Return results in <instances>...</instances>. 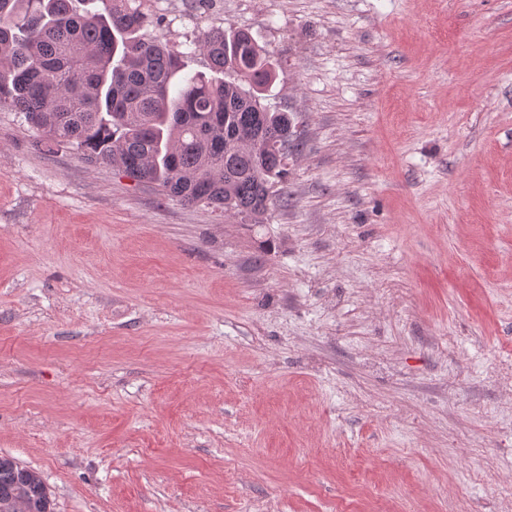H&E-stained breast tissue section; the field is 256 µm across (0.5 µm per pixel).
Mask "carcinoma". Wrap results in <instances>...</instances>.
I'll list each match as a JSON object with an SVG mask.
<instances>
[{
  "label": "carcinoma",
  "instance_id": "carcinoma-1",
  "mask_svg": "<svg viewBox=\"0 0 512 512\" xmlns=\"http://www.w3.org/2000/svg\"><path fill=\"white\" fill-rule=\"evenodd\" d=\"M153 22L149 0H0V103L89 164L263 223L290 144L288 113L262 104L277 79L268 52L214 29L195 46L213 75H188L184 53L139 35ZM23 474L0 458V504L47 499Z\"/></svg>",
  "mask_w": 512,
  "mask_h": 512
}]
</instances>
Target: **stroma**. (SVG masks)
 Segmentation results:
<instances>
[{"mask_svg":"<svg viewBox=\"0 0 512 512\" xmlns=\"http://www.w3.org/2000/svg\"><path fill=\"white\" fill-rule=\"evenodd\" d=\"M249 32L263 223L0 103V456L53 512H512V0H151Z\"/></svg>","mask_w":512,"mask_h":512,"instance_id":"1","label":"stroma"}]
</instances>
